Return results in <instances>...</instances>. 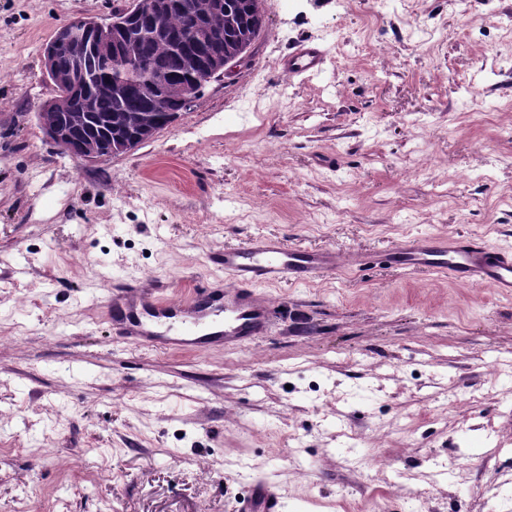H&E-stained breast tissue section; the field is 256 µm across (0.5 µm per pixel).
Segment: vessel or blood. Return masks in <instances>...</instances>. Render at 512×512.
I'll return each instance as SVG.
<instances>
[{
    "label": "vessel or blood",
    "instance_id": "b4317fda",
    "mask_svg": "<svg viewBox=\"0 0 512 512\" xmlns=\"http://www.w3.org/2000/svg\"><path fill=\"white\" fill-rule=\"evenodd\" d=\"M321 47L299 44L280 61L284 73L297 77L319 71ZM384 265L403 272L449 276L473 287L512 295V250L474 236L409 237L382 254ZM227 284L196 289L185 301L161 298L134 277L115 282L107 317L118 335L145 347L194 351L235 346L259 335L267 307L255 290L271 283L304 284L334 274L343 264L334 249L292 246L276 236L250 238L225 247L217 258ZM278 491L266 481L251 484L240 512H281Z\"/></svg>",
    "mask_w": 512,
    "mask_h": 512
}]
</instances>
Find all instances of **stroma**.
<instances>
[{"mask_svg": "<svg viewBox=\"0 0 512 512\" xmlns=\"http://www.w3.org/2000/svg\"><path fill=\"white\" fill-rule=\"evenodd\" d=\"M130 3L0 0V512H238L257 479L282 512H512V296L375 264L258 287L237 346L105 319L113 279L185 300L256 235L512 248V0H262L249 64L81 163L39 123L44 48ZM305 39L324 69L288 76Z\"/></svg>", "mask_w": 512, "mask_h": 512, "instance_id": "stroma-1", "label": "stroma"}]
</instances>
